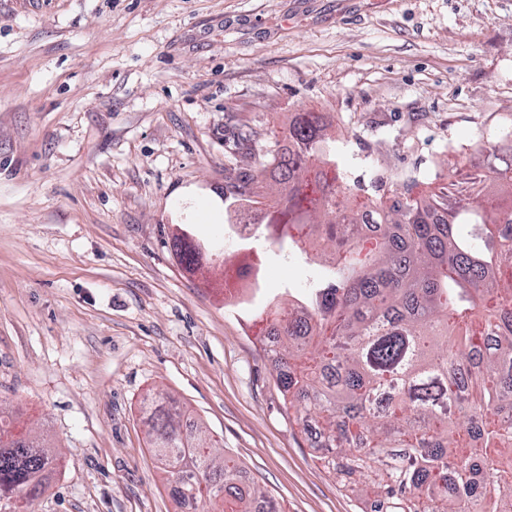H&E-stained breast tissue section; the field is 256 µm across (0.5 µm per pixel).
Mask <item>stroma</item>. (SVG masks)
Instances as JSON below:
<instances>
[{
  "label": "stroma",
  "mask_w": 512,
  "mask_h": 512,
  "mask_svg": "<svg viewBox=\"0 0 512 512\" xmlns=\"http://www.w3.org/2000/svg\"><path fill=\"white\" fill-rule=\"evenodd\" d=\"M298 112L365 195L440 193L511 153L479 138L512 130V0H0V409L58 455L36 512H175L142 421L157 392L283 512H364L259 336L324 266L262 234L257 284L208 286L225 187Z\"/></svg>",
  "instance_id": "stroma-1"
}]
</instances>
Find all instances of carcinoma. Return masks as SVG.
<instances>
[{
	"label": "carcinoma",
	"instance_id": "1",
	"mask_svg": "<svg viewBox=\"0 0 512 512\" xmlns=\"http://www.w3.org/2000/svg\"><path fill=\"white\" fill-rule=\"evenodd\" d=\"M325 130L297 114L272 169L245 170L227 189L253 205L252 186L272 180L288 216L279 247L329 263L288 317L268 320L284 401L370 512H512V159L470 177L494 185L491 205L402 194L364 211L331 173ZM176 247L198 265L193 243ZM145 415L179 508L274 507L175 400L155 399ZM56 461L42 435L14 437L0 410L4 507L31 512Z\"/></svg>",
	"mask_w": 512,
	"mask_h": 512
}]
</instances>
